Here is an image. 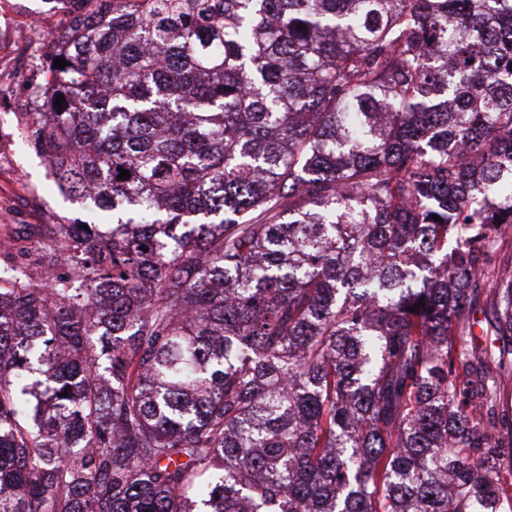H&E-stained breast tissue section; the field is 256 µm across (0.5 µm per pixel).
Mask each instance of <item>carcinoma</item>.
Instances as JSON below:
<instances>
[{
	"label": "carcinoma",
	"instance_id": "carcinoma-1",
	"mask_svg": "<svg viewBox=\"0 0 512 512\" xmlns=\"http://www.w3.org/2000/svg\"><path fill=\"white\" fill-rule=\"evenodd\" d=\"M74 2L0 512H499L512 0Z\"/></svg>",
	"mask_w": 512,
	"mask_h": 512
}]
</instances>
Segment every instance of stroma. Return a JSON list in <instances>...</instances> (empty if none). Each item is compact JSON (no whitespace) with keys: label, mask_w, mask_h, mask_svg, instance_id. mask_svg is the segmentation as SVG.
Returning <instances> with one entry per match:
<instances>
[{"label":"stroma","mask_w":512,"mask_h":512,"mask_svg":"<svg viewBox=\"0 0 512 512\" xmlns=\"http://www.w3.org/2000/svg\"><path fill=\"white\" fill-rule=\"evenodd\" d=\"M37 15L41 24L26 44L4 43L14 25ZM62 20L49 0H0V141L19 143V150L0 156V237L9 233L39 239L45 236L49 215L69 220L83 217L84 207L65 199L58 191L44 157L23 144L18 115L39 106L33 95L42 71L55 52Z\"/></svg>","instance_id":"stroma-1"}]
</instances>
